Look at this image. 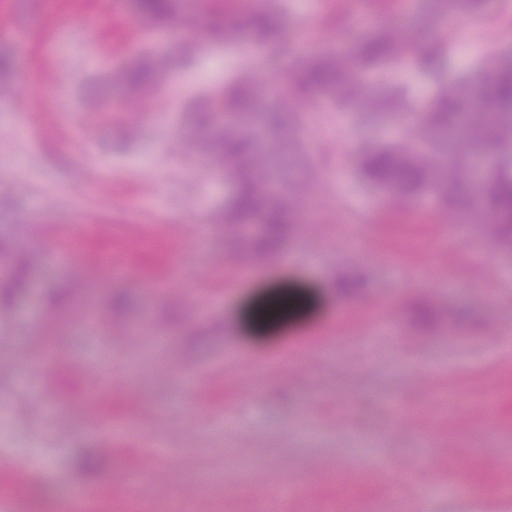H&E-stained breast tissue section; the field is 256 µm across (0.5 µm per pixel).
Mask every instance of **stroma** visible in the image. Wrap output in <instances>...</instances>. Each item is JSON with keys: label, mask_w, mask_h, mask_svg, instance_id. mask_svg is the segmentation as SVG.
<instances>
[{"label": "stroma", "mask_w": 512, "mask_h": 512, "mask_svg": "<svg viewBox=\"0 0 512 512\" xmlns=\"http://www.w3.org/2000/svg\"><path fill=\"white\" fill-rule=\"evenodd\" d=\"M183 4L190 25L148 26L128 0H0V51L14 62L0 74V239L36 259L25 300L0 309V456L51 461L34 472L51 504L74 490L96 496L158 441L177 465L146 475L154 490L207 477L213 512H249L236 483V463L247 458L266 465L263 483L320 480L322 497L295 512H326L336 486L321 466L362 465L365 455L350 449L357 441L386 462L354 488L358 512H398L390 472L466 448L459 468L436 473L429 512H512V327L502 321L512 310V248L462 215L438 227L442 205L431 192L387 210V192L363 187L354 165L367 144L408 137V120L364 125L333 112L328 122L291 127L300 147L288 157L259 158L292 197L326 204L280 251L255 254L259 225L222 221L231 189L223 170L196 165L205 131L195 105L243 68L266 89L271 62L252 44L246 9ZM428 5L399 0L388 20L429 40ZM328 7L283 0L287 40L323 30ZM498 10L490 0L482 16L457 14L449 74L512 53ZM217 22L237 40L199 44ZM147 54L161 63L148 106L122 78ZM71 224L111 225L117 248L126 245L124 226L148 234L149 249L125 276L101 279L102 298L117 288L131 295L125 312L81 318L75 287L88 269L64 251ZM237 253L259 269L244 286L227 267L205 263ZM348 266L364 283L343 296L333 282ZM181 279L194 292L177 299L168 287ZM64 285L71 300L53 308L49 297ZM282 290L300 296L298 311L258 322L255 311ZM423 297L437 312L430 330L412 315ZM290 337L299 345L267 373L265 354ZM46 338L57 358L43 367L33 353ZM101 372L127 392L112 418L131 432L88 479L72 460L101 441L88 432L90 410L65 398L60 381L83 387ZM23 374L29 386H18ZM197 381L208 389L200 406L191 399ZM476 472L484 495L468 503Z\"/></svg>", "instance_id": "1"}]
</instances>
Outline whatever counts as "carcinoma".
I'll list each match as a JSON object with an SVG mask.
<instances>
[{
  "label": "carcinoma",
  "instance_id": "cac0c4a2",
  "mask_svg": "<svg viewBox=\"0 0 512 512\" xmlns=\"http://www.w3.org/2000/svg\"><path fill=\"white\" fill-rule=\"evenodd\" d=\"M486 0H430L434 19L444 20L455 13H484ZM134 7L152 22L169 21L180 8L179 0H134ZM282 8L262 7L249 17L252 37L278 66L281 79L288 85L293 104L271 111L266 123L271 128H286L298 123L319 95L326 94L336 110H349L365 122L393 119L400 114L412 116V126L428 138V147L416 151L397 142L377 143L365 148L356 162V174L365 186L392 190L413 198L434 192L442 203L466 214L479 224H491L496 236L512 245V55H503L493 64L474 71L477 82L486 89L477 103L481 116L468 117L472 105L469 83L461 78H445L453 41L445 24L437 28L433 41L418 45L407 32L378 23L359 37L347 50H321L309 57H291L282 37ZM405 59L418 73L432 80L434 90L423 109L415 107L408 90L385 84L372 94L366 93L358 76L370 70H387ZM157 70L151 59L124 74L133 88L155 83ZM256 97L253 78L240 72L224 83L213 95L226 112L243 114L252 110ZM494 144L501 153L497 166L484 176L473 169L470 158ZM256 138L247 130L216 135L204 156L208 166H221L231 180V193L224 203L227 224L262 225L256 238L258 250L277 252L289 232L307 223L293 203L274 197L264 179L257 174ZM0 257L11 258L17 276L10 283H0V303L15 305L27 292L28 260L9 242L0 241ZM299 299L287 297L259 312L270 320L288 311ZM77 466L88 475L97 472L101 457L94 448H84L76 455ZM44 491L32 486L20 503L25 512H41L39 500Z\"/></svg>",
  "mask_w": 512,
  "mask_h": 512
}]
</instances>
